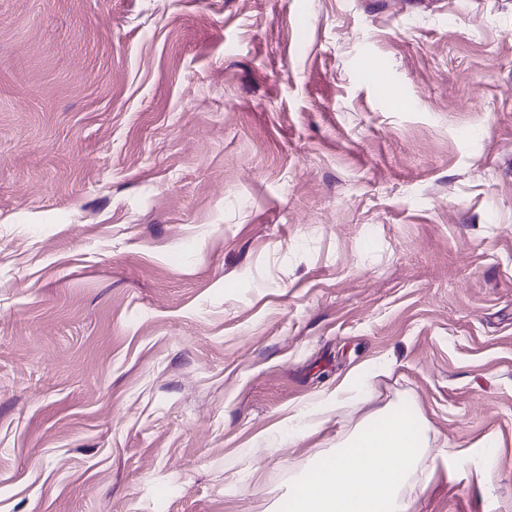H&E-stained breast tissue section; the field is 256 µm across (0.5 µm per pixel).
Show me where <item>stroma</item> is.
<instances>
[{
	"label": "stroma",
	"instance_id": "stroma-1",
	"mask_svg": "<svg viewBox=\"0 0 512 512\" xmlns=\"http://www.w3.org/2000/svg\"><path fill=\"white\" fill-rule=\"evenodd\" d=\"M404 404L512 512V0H0V512H279ZM369 371L354 373L349 379L340 383L336 389L323 396L319 403L300 408L293 416L288 417V439H300L311 433L317 424L313 417L317 413H326L335 406L336 409L353 399L364 388L361 379L368 376Z\"/></svg>",
	"mask_w": 512,
	"mask_h": 512
}]
</instances>
